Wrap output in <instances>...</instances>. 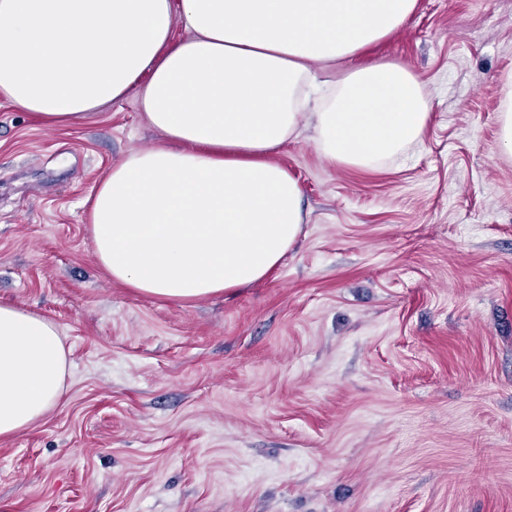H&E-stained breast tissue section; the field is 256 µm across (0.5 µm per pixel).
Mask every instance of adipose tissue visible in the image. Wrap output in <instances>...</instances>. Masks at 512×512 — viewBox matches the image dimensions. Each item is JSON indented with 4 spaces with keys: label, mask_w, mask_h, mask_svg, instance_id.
Listing matches in <instances>:
<instances>
[{
    "label": "adipose tissue",
    "mask_w": 512,
    "mask_h": 512,
    "mask_svg": "<svg viewBox=\"0 0 512 512\" xmlns=\"http://www.w3.org/2000/svg\"><path fill=\"white\" fill-rule=\"evenodd\" d=\"M416 4L0 0V97L65 125L135 94L164 141L90 197L97 261L143 294L205 298L263 280L296 241L302 189L271 156L303 121L332 165L364 172L420 141L431 102L408 67L362 66L324 90L312 70L385 38ZM67 365L53 322L0 304V437L59 401Z\"/></svg>",
    "instance_id": "1"
}]
</instances>
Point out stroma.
<instances>
[{
    "mask_svg": "<svg viewBox=\"0 0 512 512\" xmlns=\"http://www.w3.org/2000/svg\"><path fill=\"white\" fill-rule=\"evenodd\" d=\"M368 62L419 76L421 143L362 173L288 142L296 243L188 301L94 254L88 198L163 141L137 98L57 127L0 97V303L68 358L57 404L0 438V512H512V0H418L327 75ZM499 139L502 154L512 157V75L503 80L498 111Z\"/></svg>",
    "mask_w": 512,
    "mask_h": 512,
    "instance_id": "stroma-1",
    "label": "stroma"
}]
</instances>
